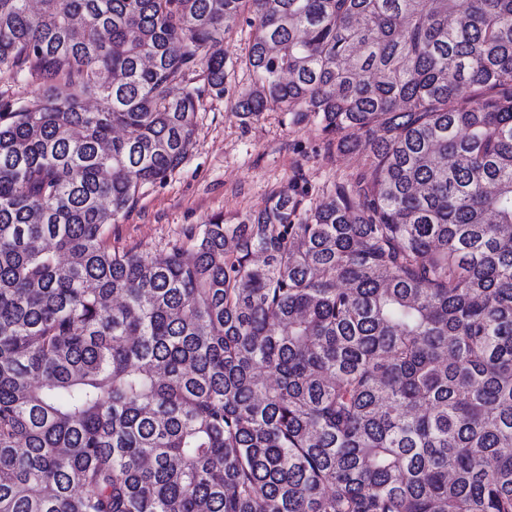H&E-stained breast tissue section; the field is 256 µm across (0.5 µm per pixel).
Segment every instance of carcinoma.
Returning <instances> with one entry per match:
<instances>
[{
    "label": "carcinoma",
    "instance_id": "1",
    "mask_svg": "<svg viewBox=\"0 0 512 512\" xmlns=\"http://www.w3.org/2000/svg\"><path fill=\"white\" fill-rule=\"evenodd\" d=\"M242 17L367 170L110 250ZM0 77V512H512V0H0ZM41 91L37 83L0 79V102L2 100L31 99Z\"/></svg>",
    "mask_w": 512,
    "mask_h": 512
}]
</instances>
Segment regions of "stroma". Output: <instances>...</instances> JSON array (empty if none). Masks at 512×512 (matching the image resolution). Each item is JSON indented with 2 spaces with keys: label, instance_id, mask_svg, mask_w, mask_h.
Segmentation results:
<instances>
[{
  "label": "stroma",
  "instance_id": "1",
  "mask_svg": "<svg viewBox=\"0 0 512 512\" xmlns=\"http://www.w3.org/2000/svg\"><path fill=\"white\" fill-rule=\"evenodd\" d=\"M249 28L237 23L224 44L231 67L224 98L204 97L193 146L166 181L145 185L137 202L106 231L116 251L153 255L186 243L188 233L216 214L231 219L288 192L309 214L327 187L363 171L364 150L340 151L317 120L292 122L270 109L250 124L234 114L238 94L251 85L243 64Z\"/></svg>",
  "mask_w": 512,
  "mask_h": 512
}]
</instances>
